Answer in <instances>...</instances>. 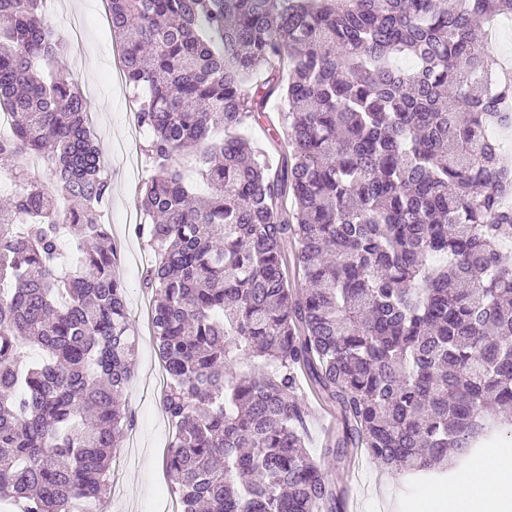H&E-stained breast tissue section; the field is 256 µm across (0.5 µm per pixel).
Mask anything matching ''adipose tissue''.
<instances>
[{
  "instance_id": "1",
  "label": "adipose tissue",
  "mask_w": 512,
  "mask_h": 512,
  "mask_svg": "<svg viewBox=\"0 0 512 512\" xmlns=\"http://www.w3.org/2000/svg\"><path fill=\"white\" fill-rule=\"evenodd\" d=\"M423 504L432 512H512V465L478 461L453 485L426 490Z\"/></svg>"
}]
</instances>
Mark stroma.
I'll use <instances>...</instances> for the list:
<instances>
[{"label": "stroma", "instance_id": "35a3bbf8", "mask_svg": "<svg viewBox=\"0 0 512 512\" xmlns=\"http://www.w3.org/2000/svg\"><path fill=\"white\" fill-rule=\"evenodd\" d=\"M46 14L66 44L64 63L88 101L95 140L112 178V193L101 207V221L108 224L118 245L136 343L135 377L123 395L134 422L124 428L122 449L111 460L106 512H160V502L173 496L163 466L172 427L160 408L159 395L143 393L162 368L150 333L152 296L141 286L152 251L134 232L140 221V194L151 175L141 152L145 138L135 133L133 93L115 68L118 46L103 0H47ZM312 411L309 451L331 483L350 489L344 512H421L425 483L385 470L365 455L349 462L325 456L322 440L335 430L338 413L317 403Z\"/></svg>", "mask_w": 512, "mask_h": 512}]
</instances>
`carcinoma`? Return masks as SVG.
I'll return each instance as SVG.
<instances>
[{
  "label": "carcinoma",
  "mask_w": 512,
  "mask_h": 512,
  "mask_svg": "<svg viewBox=\"0 0 512 512\" xmlns=\"http://www.w3.org/2000/svg\"><path fill=\"white\" fill-rule=\"evenodd\" d=\"M43 0H0V499L101 504L133 377L112 179ZM153 175L135 234L182 512H343L307 451L436 482L512 408V0H108ZM287 105L272 116L271 100ZM267 125V145L244 132ZM41 157L51 186L28 179ZM195 162L200 195L178 168ZM69 201L57 209L55 200ZM78 255L59 274L60 229ZM44 358L26 363L20 345Z\"/></svg>",
  "instance_id": "1"
}]
</instances>
